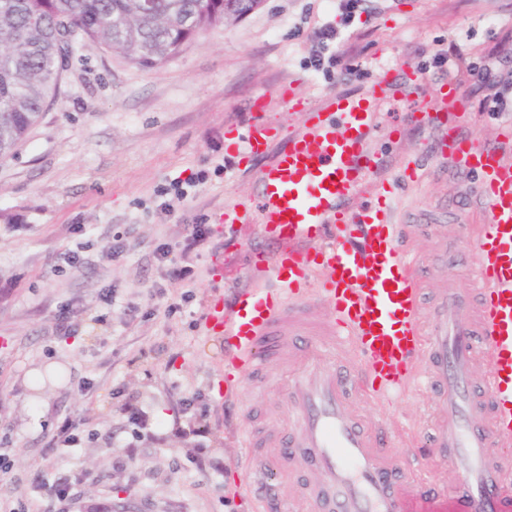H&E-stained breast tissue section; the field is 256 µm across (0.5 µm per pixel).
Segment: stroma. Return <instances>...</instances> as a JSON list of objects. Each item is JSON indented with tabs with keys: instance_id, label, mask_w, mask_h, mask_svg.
<instances>
[{
	"instance_id": "obj_1",
	"label": "stroma",
	"mask_w": 512,
	"mask_h": 512,
	"mask_svg": "<svg viewBox=\"0 0 512 512\" xmlns=\"http://www.w3.org/2000/svg\"><path fill=\"white\" fill-rule=\"evenodd\" d=\"M336 0H264L208 28L162 67L144 69L87 42L68 59L55 101L24 143L0 158V512H255L256 476L224 403V345L210 301L248 285L263 240L224 214L257 196L230 129L255 115L279 149L299 128L296 102L365 88L386 65L446 83L434 58L496 61L484 87L434 128L401 101L377 105L372 152L398 187L402 225L433 224L455 242L456 206L476 181L443 151L449 130L480 146L507 141L484 97L512 89V0H363L342 28L332 74L308 63ZM180 194H172V187ZM237 246H228L230 236ZM437 239V240H438ZM186 270L170 280V266ZM349 409L387 428L429 420L437 396L353 398ZM79 436L57 444L63 419ZM72 495H51L58 479Z\"/></svg>"
}]
</instances>
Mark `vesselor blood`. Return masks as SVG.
Masks as SVG:
<instances>
[{"label": "vessel or blood", "mask_w": 512, "mask_h": 512, "mask_svg": "<svg viewBox=\"0 0 512 512\" xmlns=\"http://www.w3.org/2000/svg\"><path fill=\"white\" fill-rule=\"evenodd\" d=\"M389 76L301 110L303 130L263 168L257 200L224 218L258 225L268 245L250 286L207 308L238 370L224 398L238 401L241 383L270 389V362L288 369L278 400L286 432L268 434L253 406L239 407L240 442L265 482L261 512H311L268 482L288 478L299 457L327 486L329 512H512V486L489 454L512 444V160L498 146L464 154L478 175L471 208L455 215L469 274L430 292L397 231L391 190L372 182L381 159L365 140ZM457 91L436 89L419 124L438 126ZM267 138L252 124L239 135L244 155L262 156ZM372 188L384 204L346 209ZM319 302L328 318L314 314ZM418 382L447 408L426 451L405 456L382 423L346 412L354 396L387 399ZM433 462L449 465L453 488L432 480Z\"/></svg>", "instance_id": "b4317fda"}]
</instances>
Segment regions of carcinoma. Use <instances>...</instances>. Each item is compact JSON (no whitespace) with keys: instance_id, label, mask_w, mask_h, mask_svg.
<instances>
[{"instance_id":"obj_1","label":"carcinoma","mask_w":512,"mask_h":512,"mask_svg":"<svg viewBox=\"0 0 512 512\" xmlns=\"http://www.w3.org/2000/svg\"><path fill=\"white\" fill-rule=\"evenodd\" d=\"M263 0H0V156L14 151L54 96L83 40L160 67L203 30Z\"/></svg>"}]
</instances>
